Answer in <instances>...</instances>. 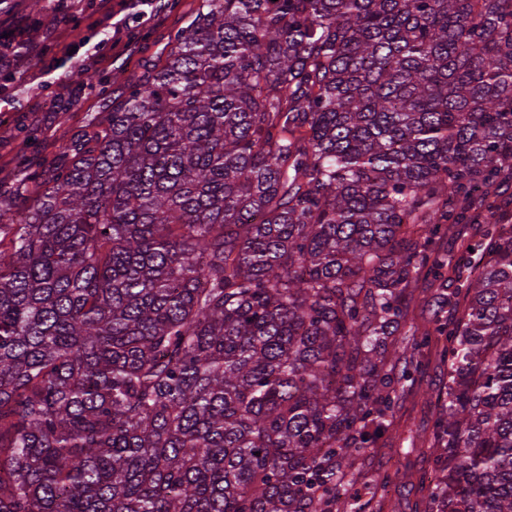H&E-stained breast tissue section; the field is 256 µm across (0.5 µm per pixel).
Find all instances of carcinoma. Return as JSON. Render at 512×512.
Segmentation results:
<instances>
[{"mask_svg":"<svg viewBox=\"0 0 512 512\" xmlns=\"http://www.w3.org/2000/svg\"><path fill=\"white\" fill-rule=\"evenodd\" d=\"M0 229V512H361L445 337L424 512H512V0H202ZM405 333L410 345L399 346ZM492 191L490 201L495 202L494 208L483 211L480 220L474 222L471 211L465 224H447V229L442 231L437 241V246L443 254L460 255L471 240L478 238L486 224L495 222L502 210L512 217L511 177L507 181L498 182ZM448 281L443 282V288L430 286L428 281H420L418 288H415L414 294L410 300V309L415 319V324L419 327V332L433 327V320L446 322L449 316V307L442 306V297L452 292L455 288L454 274L449 271L445 274Z\"/></svg>","mask_w":512,"mask_h":512,"instance_id":"cac0c4a2","label":"carcinoma"}]
</instances>
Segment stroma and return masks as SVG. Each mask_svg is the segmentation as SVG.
Masks as SVG:
<instances>
[{
  "label": "stroma",
  "mask_w": 512,
  "mask_h": 512,
  "mask_svg": "<svg viewBox=\"0 0 512 512\" xmlns=\"http://www.w3.org/2000/svg\"><path fill=\"white\" fill-rule=\"evenodd\" d=\"M45 0L39 37L26 44L14 64L16 77L0 86V178L14 177L51 160L78 133L85 120L101 111L111 71L96 66L95 59L107 50L112 21L99 10L98 0ZM201 0H127L123 17L137 24L140 40L130 59L117 60L127 73H140L155 60L176 30L194 13ZM146 7L152 17L138 23L137 7ZM75 53H67V45ZM84 79H75V71ZM493 209L479 220L448 225L437 241L439 250L457 256L478 238L484 225L495 222L499 213L512 215V180L493 189ZM454 281L435 287L420 281L410 300L419 329L433 322H446L448 306L441 300L452 292ZM441 342L431 341L416 353L413 378L400 393L393 420L398 432L383 435L356 464L357 478L350 495L360 499L364 512H415L429 486L439 478L438 461L431 448L435 443V420L448 388V363L441 359ZM393 474L384 488L374 478Z\"/></svg>",
  "instance_id": "obj_1"
}]
</instances>
